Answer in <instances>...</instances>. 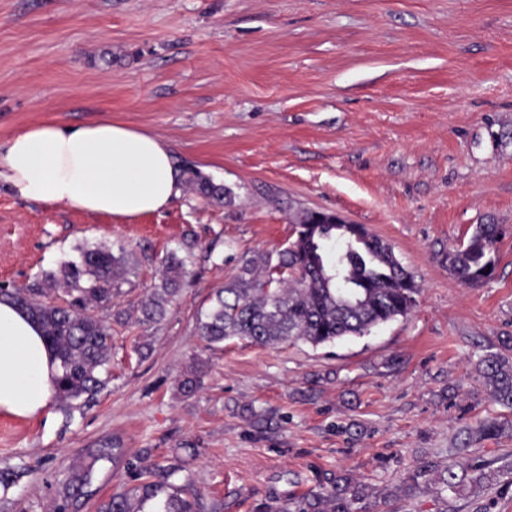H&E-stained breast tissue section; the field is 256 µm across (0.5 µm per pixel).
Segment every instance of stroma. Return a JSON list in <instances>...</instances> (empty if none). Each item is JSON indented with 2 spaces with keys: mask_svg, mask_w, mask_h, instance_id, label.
<instances>
[{
  "mask_svg": "<svg viewBox=\"0 0 512 512\" xmlns=\"http://www.w3.org/2000/svg\"><path fill=\"white\" fill-rule=\"evenodd\" d=\"M109 120L165 138L175 163L229 187L133 218L51 208L0 182V287L61 276L83 245L137 268L96 315L112 329L96 401L35 420L0 415V512H48L100 450L92 496L180 463L198 512H260L336 473L395 491L454 444L500 465L480 498L429 491L404 512H512V422L478 361L512 336V0H0V147L38 123ZM331 211L388 241L421 287L414 310L323 347L209 349L198 311L238 258L275 252L299 209ZM500 225L493 279L462 285L443 256ZM191 254L159 323L133 317L166 253ZM144 354H137V346ZM198 369V388L181 383Z\"/></svg>",
  "mask_w": 512,
  "mask_h": 512,
  "instance_id": "stroma-1",
  "label": "stroma"
}]
</instances>
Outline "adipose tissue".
Listing matches in <instances>:
<instances>
[{"instance_id":"adipose-tissue-1","label":"adipose tissue","mask_w":512,"mask_h":512,"mask_svg":"<svg viewBox=\"0 0 512 512\" xmlns=\"http://www.w3.org/2000/svg\"><path fill=\"white\" fill-rule=\"evenodd\" d=\"M1 181L23 199L123 218L165 209L183 191L164 138L109 121L40 123L14 134L0 151ZM58 374L38 323L0 298V414L41 417Z\"/></svg>"}]
</instances>
